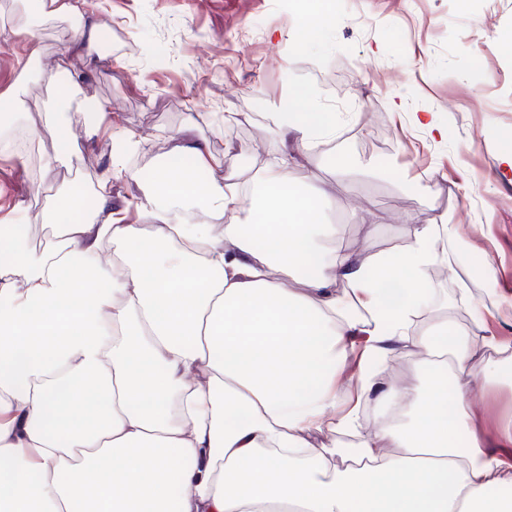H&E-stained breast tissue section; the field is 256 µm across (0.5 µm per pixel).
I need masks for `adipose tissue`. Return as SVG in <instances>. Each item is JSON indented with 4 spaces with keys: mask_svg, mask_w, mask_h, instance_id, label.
Masks as SVG:
<instances>
[{
    "mask_svg": "<svg viewBox=\"0 0 512 512\" xmlns=\"http://www.w3.org/2000/svg\"><path fill=\"white\" fill-rule=\"evenodd\" d=\"M57 18L74 21L68 50L100 56L90 0H23L0 7L20 73ZM279 118L309 152L339 125L304 82ZM294 165L281 152L244 183L196 143L158 164L141 223L103 180L92 206L0 216V512H512V455L483 448L463 393L474 376L512 386V351L445 316L412 331L424 271L467 255L457 225L359 260ZM407 342L413 380L381 379ZM324 433L352 443L314 444Z\"/></svg>",
    "mask_w": 512,
    "mask_h": 512,
    "instance_id": "obj_1",
    "label": "adipose tissue"
}]
</instances>
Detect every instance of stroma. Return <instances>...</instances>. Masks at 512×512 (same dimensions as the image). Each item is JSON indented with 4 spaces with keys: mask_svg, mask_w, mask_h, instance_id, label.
I'll list each match as a JSON object with an SVG mask.
<instances>
[{
    "mask_svg": "<svg viewBox=\"0 0 512 512\" xmlns=\"http://www.w3.org/2000/svg\"><path fill=\"white\" fill-rule=\"evenodd\" d=\"M339 16L325 38L305 43L292 0H104L100 23L112 33V64L95 71L84 58H61L67 24L43 25L39 58L19 77L11 46L0 43V91L22 85L39 110L20 114L18 129L44 131L56 119L76 129L75 150L55 173L38 156L0 158V206L41 202L43 193H87L109 163L110 135L87 140V108L112 106V132L146 140L136 168L150 178L162 157L205 139L216 158L237 160L256 177L281 147L297 160L296 177L318 171L329 194L328 220L338 246L358 258L405 247L415 225L457 224L479 278L462 270L431 281L435 314L480 335L512 342V314L488 291L512 293V169L500 160L512 135V0H336ZM83 73L79 106L62 109L51 79L58 62ZM326 74L328 104L341 114L325 149L283 141L275 112L291 78ZM233 122H224L225 113ZM435 113L446 136L411 122ZM369 206L381 219L360 221ZM485 305L484 320L473 317ZM485 446L498 450L494 424L512 413V388L470 380Z\"/></svg>",
    "mask_w": 512,
    "mask_h": 512,
    "instance_id": "35a3bbf8",
    "label": "stroma"
}]
</instances>
